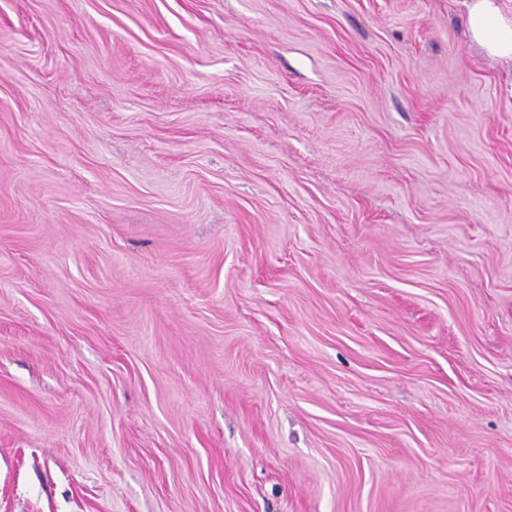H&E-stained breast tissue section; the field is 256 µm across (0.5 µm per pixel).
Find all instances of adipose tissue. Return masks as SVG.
<instances>
[{"instance_id":"adipose-tissue-1","label":"adipose tissue","mask_w":512,"mask_h":512,"mask_svg":"<svg viewBox=\"0 0 512 512\" xmlns=\"http://www.w3.org/2000/svg\"><path fill=\"white\" fill-rule=\"evenodd\" d=\"M468 30L489 56L512 58V18L504 17L499 0H471Z\"/></svg>"}]
</instances>
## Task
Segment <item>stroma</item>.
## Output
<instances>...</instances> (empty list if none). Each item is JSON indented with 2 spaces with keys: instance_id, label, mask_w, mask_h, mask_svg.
Listing matches in <instances>:
<instances>
[{
  "instance_id": "1",
  "label": "stroma",
  "mask_w": 512,
  "mask_h": 512,
  "mask_svg": "<svg viewBox=\"0 0 512 512\" xmlns=\"http://www.w3.org/2000/svg\"><path fill=\"white\" fill-rule=\"evenodd\" d=\"M0 512H512L465 0H0Z\"/></svg>"
}]
</instances>
